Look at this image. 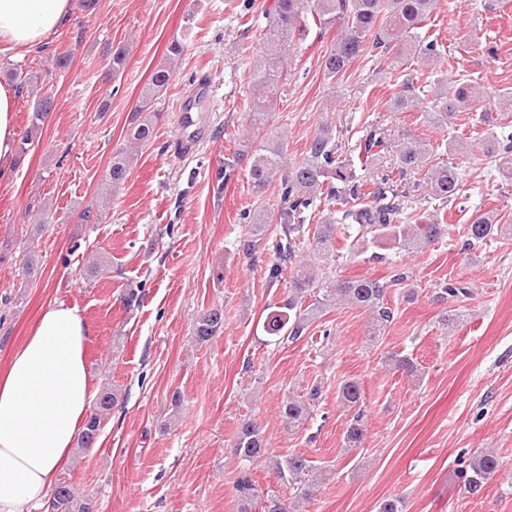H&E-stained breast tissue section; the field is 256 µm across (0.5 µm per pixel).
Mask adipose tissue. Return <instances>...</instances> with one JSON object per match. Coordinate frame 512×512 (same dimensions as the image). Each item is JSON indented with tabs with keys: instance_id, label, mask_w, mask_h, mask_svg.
<instances>
[{
	"instance_id": "ef3b65f1",
	"label": "adipose tissue",
	"mask_w": 512,
	"mask_h": 512,
	"mask_svg": "<svg viewBox=\"0 0 512 512\" xmlns=\"http://www.w3.org/2000/svg\"><path fill=\"white\" fill-rule=\"evenodd\" d=\"M71 0H0V49L30 53ZM18 92L0 82V172L16 160ZM91 328L78 307L48 304L0 372V512H39L91 413Z\"/></svg>"
}]
</instances>
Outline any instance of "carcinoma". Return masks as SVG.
I'll return each instance as SVG.
<instances>
[{
    "label": "carcinoma",
    "instance_id": "obj_1",
    "mask_svg": "<svg viewBox=\"0 0 512 512\" xmlns=\"http://www.w3.org/2000/svg\"><path fill=\"white\" fill-rule=\"evenodd\" d=\"M436 5V0H272L263 9L266 26L251 60L253 92L243 104L250 121L242 133L243 145L216 169L214 190L222 193L237 178L245 161L250 163V186L256 198L277 183V206L263 205L257 213L246 210L241 214L250 229L238 240V250L251 261L257 254L268 252L270 260L265 273L272 286L283 279L285 271H291L288 294L275 304V310L263 322L264 331L279 342L300 340L324 309L337 305L367 312L368 339L377 341L395 316V309L387 300L390 288L403 287L406 301L418 294L409 282V272L398 270L387 282L367 277L338 279L322 269L321 264L335 265L343 258V252L336 247L340 238L361 242L367 249L375 248L369 260L378 263L389 261L388 254L378 252L380 247L418 252L435 245L446 235L448 206L463 197L464 191L454 158L466 137L452 136L445 145H434L409 133L400 139L381 116L367 122L357 141L359 174L354 165L340 160L336 132L327 124L316 129L302 158L292 162L286 160L281 142L266 140L253 147L275 111L293 57L311 29L323 32L334 28L332 44L319 57L320 68L333 81V87H338L355 61L386 57L390 59L395 81L388 100L389 111H420L432 123L446 126L477 97L478 83L472 79L439 80L436 86L424 90L414 86L405 74L411 60L432 64L448 60L444 43L438 36L425 32ZM173 74L169 66L156 69L143 90L128 135L130 147L112 157V189L124 185L137 161L139 148L152 139L160 117L154 101L167 88ZM13 76L19 89L35 96L30 126L18 143V153L24 154L41 129L53 99L39 76L22 71L13 72ZM496 108L494 114L478 115L471 124L472 133L484 157L495 165L506 186L512 187V94L498 95ZM419 175L423 179H417ZM324 201L330 208L322 213ZM426 203L432 204V210L425 215L421 209ZM494 233V220L478 214L467 224V245L479 246ZM469 295L471 290L464 281L448 280L435 286L433 300L445 304ZM223 330L221 308L203 311L193 322L194 340L199 345L210 342ZM387 361L397 372L410 376L418 373V366L409 357L391 354ZM121 392L114 384L101 389L78 448L93 447ZM320 398L321 387L317 384L302 396L287 397L280 413L288 427L304 424ZM338 398L352 412L343 432L344 444L351 450L357 449L366 438L360 383L355 379L344 381ZM233 455L243 463L235 482L240 512H252L257 507L260 512H295V507L275 491L258 490L250 476V465L254 463L263 465L280 481L299 485L301 500H310L316 491L312 461L302 454L276 453L268 448L263 427L254 419L240 423L234 436ZM499 468L500 462L493 454L480 452L472 456L466 470L465 491L471 495L480 493ZM47 507L50 512H94L93 499L76 495L72 484L64 478L56 483Z\"/></svg>",
    "mask_w": 512,
    "mask_h": 512
}]
</instances>
